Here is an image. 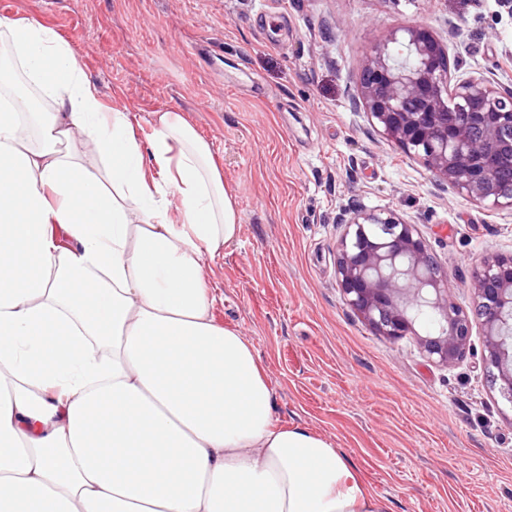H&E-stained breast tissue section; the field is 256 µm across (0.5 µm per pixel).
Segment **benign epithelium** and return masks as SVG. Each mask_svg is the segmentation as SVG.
<instances>
[{
  "label": "benign epithelium",
  "instance_id": "7a95c632",
  "mask_svg": "<svg viewBox=\"0 0 512 512\" xmlns=\"http://www.w3.org/2000/svg\"><path fill=\"white\" fill-rule=\"evenodd\" d=\"M382 137L419 160L442 189L490 210H512V92L483 77L453 76L448 47L428 29L391 32L366 57L355 100ZM337 254L348 306L375 334L409 333L428 362L450 369L483 338L480 363L512 404V251L483 257L470 310L448 296L445 273L419 231L389 211H354ZM438 331L415 333L417 312Z\"/></svg>",
  "mask_w": 512,
  "mask_h": 512
}]
</instances>
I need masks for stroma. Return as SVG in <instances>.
Returning <instances> with one entry per match:
<instances>
[{"label":"stroma","instance_id":"35a3bbf8","mask_svg":"<svg viewBox=\"0 0 512 512\" xmlns=\"http://www.w3.org/2000/svg\"><path fill=\"white\" fill-rule=\"evenodd\" d=\"M73 48L102 102L184 115L207 141L241 231L206 273L216 320L254 347L280 425L333 443L389 512H512V404L474 352L428 363L413 336L376 335L347 306L337 216L416 224L471 304V273L512 251V212L439 189L353 105L369 51L428 28L464 74L512 89V0H0ZM461 31L448 37L449 25Z\"/></svg>","mask_w":512,"mask_h":512}]
</instances>
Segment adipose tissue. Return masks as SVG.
<instances>
[{"label":"adipose tissue","instance_id":"ef3b65f1","mask_svg":"<svg viewBox=\"0 0 512 512\" xmlns=\"http://www.w3.org/2000/svg\"><path fill=\"white\" fill-rule=\"evenodd\" d=\"M0 46V512H387L213 316L240 224L209 143L176 112L141 142L38 22Z\"/></svg>","mask_w":512,"mask_h":512}]
</instances>
